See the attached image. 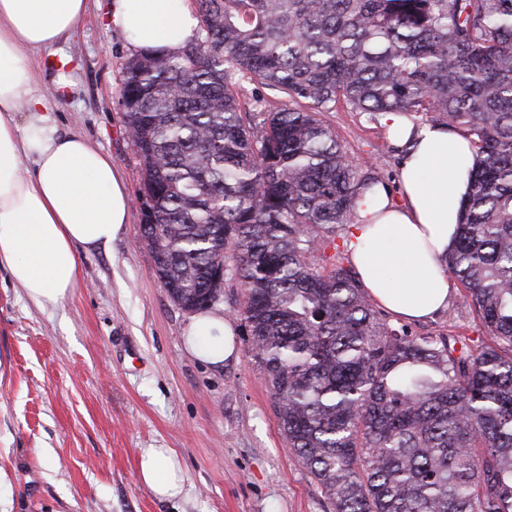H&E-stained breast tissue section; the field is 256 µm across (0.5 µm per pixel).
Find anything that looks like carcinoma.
Returning <instances> with one entry per match:
<instances>
[{
  "mask_svg": "<svg viewBox=\"0 0 512 512\" xmlns=\"http://www.w3.org/2000/svg\"><path fill=\"white\" fill-rule=\"evenodd\" d=\"M198 36L122 86L140 240L168 297L244 288L249 354L289 452L334 512H512V0H194ZM248 83L294 103L247 109ZM422 112L467 135L446 271L486 336H425L342 265L362 170L325 120ZM333 247L337 263L318 267Z\"/></svg>",
  "mask_w": 512,
  "mask_h": 512,
  "instance_id": "cac0c4a2",
  "label": "carcinoma"
}]
</instances>
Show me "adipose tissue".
<instances>
[{
	"label": "adipose tissue",
	"mask_w": 512,
	"mask_h": 512,
	"mask_svg": "<svg viewBox=\"0 0 512 512\" xmlns=\"http://www.w3.org/2000/svg\"><path fill=\"white\" fill-rule=\"evenodd\" d=\"M85 9L86 0H0V266L41 307L72 293L80 253L110 244L129 212L111 158L83 137L58 134L20 54L72 35ZM110 21L144 51L180 47L198 30L191 0H112ZM18 112L27 113L25 125L16 123ZM381 121L403 152V200L378 186L366 192L347 250L371 299L418 321L447 309L453 293L444 260L456 244L473 152L448 126H417L397 112ZM27 160L32 168H24ZM188 346L222 363L235 354L233 329L219 312L200 313ZM139 470L156 496L182 493L180 465L167 449H146Z\"/></svg>",
	"instance_id": "adipose-tissue-1"
}]
</instances>
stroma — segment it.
I'll return each instance as SVG.
<instances>
[{
  "label": "stroma",
  "instance_id": "35a3bbf8",
  "mask_svg": "<svg viewBox=\"0 0 512 512\" xmlns=\"http://www.w3.org/2000/svg\"><path fill=\"white\" fill-rule=\"evenodd\" d=\"M110 5L89 0L60 44L73 59L65 99L51 95L46 54L27 56L59 132L108 154L132 203L111 244L80 254L79 285L60 304L35 305L0 270V497L10 512H332L286 448L240 320L235 357L213 365L191 354L193 315L169 299L139 241L141 168L121 106L135 50L110 25ZM326 119L350 158L370 162L399 196L400 155L384 126L342 104ZM411 329L485 334L460 286ZM148 448L179 460L180 497L160 499L142 481Z\"/></svg>",
  "mask_w": 512,
  "mask_h": 512
}]
</instances>
